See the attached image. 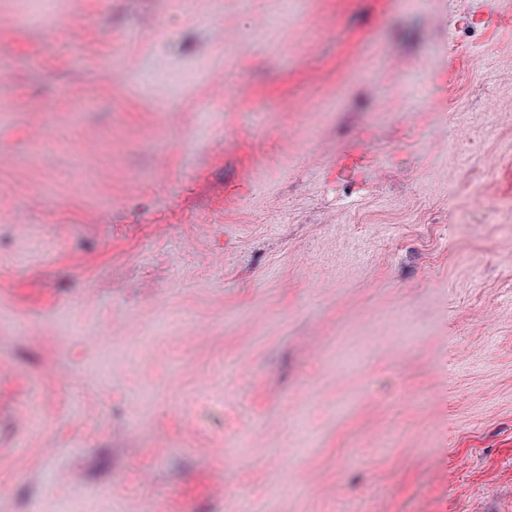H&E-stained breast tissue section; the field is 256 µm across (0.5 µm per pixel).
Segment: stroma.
<instances>
[{"mask_svg":"<svg viewBox=\"0 0 512 512\" xmlns=\"http://www.w3.org/2000/svg\"><path fill=\"white\" fill-rule=\"evenodd\" d=\"M0 512H512V0H0Z\"/></svg>","mask_w":512,"mask_h":512,"instance_id":"35a3bbf8","label":"stroma"}]
</instances>
